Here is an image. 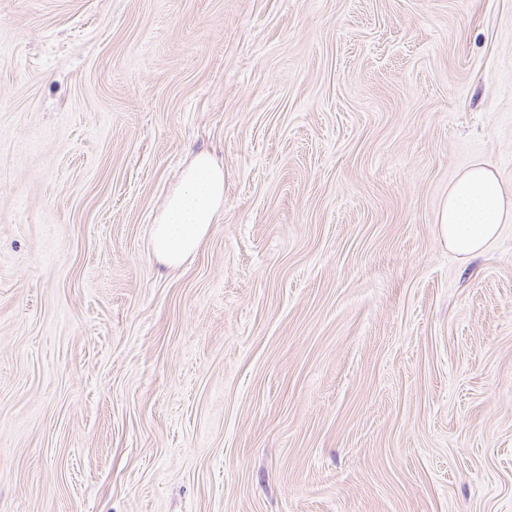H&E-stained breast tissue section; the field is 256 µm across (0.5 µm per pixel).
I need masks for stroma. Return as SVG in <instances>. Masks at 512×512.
Here are the masks:
<instances>
[{
	"instance_id": "stroma-1",
	"label": "stroma",
	"mask_w": 512,
	"mask_h": 512,
	"mask_svg": "<svg viewBox=\"0 0 512 512\" xmlns=\"http://www.w3.org/2000/svg\"><path fill=\"white\" fill-rule=\"evenodd\" d=\"M476 162L512 194V0H0V512H512ZM223 201L224 170L208 155L196 156L159 224L152 227L155 255L170 265L183 263L199 248ZM512 223V197L497 173L474 163L448 188V199L437 215L440 235L448 250L461 260L482 254Z\"/></svg>"
}]
</instances>
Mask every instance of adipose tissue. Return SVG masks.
Returning a JSON list of instances; mask_svg holds the SVG:
<instances>
[{"instance_id":"1","label":"adipose tissue","mask_w":512,"mask_h":512,"mask_svg":"<svg viewBox=\"0 0 512 512\" xmlns=\"http://www.w3.org/2000/svg\"><path fill=\"white\" fill-rule=\"evenodd\" d=\"M224 200V171L205 154L187 168L181 187L169 198L159 224L153 225L155 255L170 265L183 263L199 248ZM439 231L456 257L482 254L512 223V196L487 165L472 164L448 188L437 215Z\"/></svg>"}]
</instances>
